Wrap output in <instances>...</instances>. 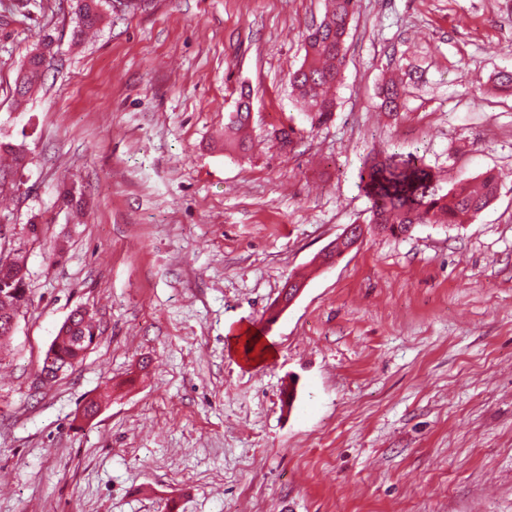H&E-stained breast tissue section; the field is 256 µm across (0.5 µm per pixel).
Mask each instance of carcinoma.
Wrapping results in <instances>:
<instances>
[{
  "instance_id": "1",
  "label": "carcinoma",
  "mask_w": 512,
  "mask_h": 512,
  "mask_svg": "<svg viewBox=\"0 0 512 512\" xmlns=\"http://www.w3.org/2000/svg\"><path fill=\"white\" fill-rule=\"evenodd\" d=\"M101 6V0H77L81 25L95 26L101 19ZM356 6L357 0H331V8L323 19L305 32L303 61L291 73L290 85L312 126L324 123L335 112L336 104L327 96V88L340 79L344 44ZM48 65L45 53H30L16 81L15 95L23 99L40 87ZM404 95V86L392 81L381 89L382 106L397 112ZM250 117L249 105L243 102L236 111L228 113L224 128L234 134L249 124ZM299 136V130L292 124L276 133L282 148L290 151ZM1 150L13 155V164L8 169L0 168V192L19 187L17 176L28 165L20 148L0 142ZM359 186L370 201L369 223L391 235H406L416 224H467L491 204L498 192L497 181L490 173L483 176L477 188L470 187L469 180L462 178L445 191L421 157H401L395 153L366 158L359 171ZM27 303L26 277L13 258L7 268L0 269V345L12 336L11 314L18 313ZM97 338L99 327L86 312L71 325H61L45 353L41 371L50 372L49 379H55L53 371L66 372L72 368Z\"/></svg>"
}]
</instances>
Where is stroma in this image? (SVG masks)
Instances as JSON below:
<instances>
[{
	"mask_svg": "<svg viewBox=\"0 0 512 512\" xmlns=\"http://www.w3.org/2000/svg\"><path fill=\"white\" fill-rule=\"evenodd\" d=\"M324 12L125 0L75 46L72 0H0V142L32 159L0 195L30 296L0 348V512H512V0H358L337 108L313 127L288 75ZM46 33L56 54L15 107ZM245 86L241 154L224 122ZM378 151L422 156L446 190L493 171L497 196L321 267L369 215L358 173ZM68 178L84 207L60 200ZM292 275L304 288L269 322ZM77 308L97 345L40 381ZM242 323L274 359L229 355ZM49 65L44 52H32L26 58L18 79L15 84L14 93L18 98H25L35 91L43 83L45 70Z\"/></svg>",
	"mask_w": 512,
	"mask_h": 512,
	"instance_id": "stroma-1",
	"label": "stroma"
}]
</instances>
